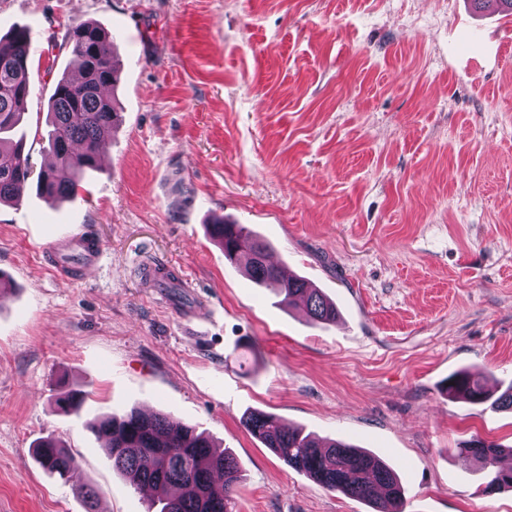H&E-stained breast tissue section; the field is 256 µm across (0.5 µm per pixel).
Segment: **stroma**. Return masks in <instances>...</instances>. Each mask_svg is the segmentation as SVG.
<instances>
[{
  "label": "stroma",
  "instance_id": "1",
  "mask_svg": "<svg viewBox=\"0 0 512 512\" xmlns=\"http://www.w3.org/2000/svg\"><path fill=\"white\" fill-rule=\"evenodd\" d=\"M75 21L111 31L122 122L78 195L0 206V512H146L92 414L164 411L233 451L237 512H370L281 461L246 410L368 449L405 512H512L465 446H512V410L452 400L480 369L512 385V15L469 0H0V36L32 32L22 123L33 171L73 73ZM246 225L340 310L280 306L224 257L212 217ZM92 234L61 280L54 243ZM169 266L167 288L143 273ZM52 437L78 458L39 465ZM74 244L77 256L81 257L87 264H94L100 261L103 251L98 241L91 235L84 233L77 238L70 239ZM37 457L44 470L66 480L68 475L77 468V460L64 445L53 438H45L37 445Z\"/></svg>",
  "mask_w": 512,
  "mask_h": 512
}]
</instances>
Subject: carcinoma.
Wrapping results in <instances>:
<instances>
[{"mask_svg":"<svg viewBox=\"0 0 512 512\" xmlns=\"http://www.w3.org/2000/svg\"><path fill=\"white\" fill-rule=\"evenodd\" d=\"M68 45L79 76H63L56 82L47 131L48 151L68 175L60 176L50 167L35 175L24 136L18 134L30 94L31 30L20 26L0 36V205L19 203L33 187L49 200L75 197L87 171L98 168L112 130L122 121L112 94L120 72L112 33L91 21L77 22L69 27ZM208 228L224 258L241 267L254 284L288 307L303 308L315 322L336 321L335 303L303 278L284 276L268 260L270 246L254 238L245 225L221 217ZM448 381L445 392L450 398L512 410V386L496 396L478 370L460 369ZM242 425L285 465L324 489L364 502L374 512H404L401 478L378 455L343 440L320 439L263 411L246 414ZM86 427L105 439L112 468L134 489L153 490L150 505L155 512H236L239 463L232 453L214 449L196 427L165 413L146 416L136 409L97 415L86 421ZM465 451L480 463L484 491L512 490V466L501 465L502 457H512V447L474 440ZM37 457L47 473L61 480L77 468L74 455L53 438L40 441Z\"/></svg>","mask_w":512,"mask_h":512,"instance_id":"obj_1","label":"carcinoma"}]
</instances>
